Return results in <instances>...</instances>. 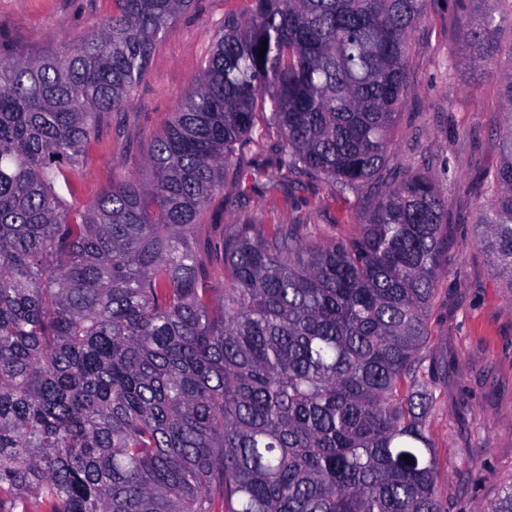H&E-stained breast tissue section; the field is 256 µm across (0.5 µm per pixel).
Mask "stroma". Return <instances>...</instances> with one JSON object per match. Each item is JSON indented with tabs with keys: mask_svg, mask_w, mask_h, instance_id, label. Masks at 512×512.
Here are the masks:
<instances>
[{
	"mask_svg": "<svg viewBox=\"0 0 512 512\" xmlns=\"http://www.w3.org/2000/svg\"><path fill=\"white\" fill-rule=\"evenodd\" d=\"M241 0H197L160 41L132 109L100 130L79 178L64 191L68 206L83 208L118 173H141L153 136L175 110L207 55L215 33ZM110 0H0V45L18 56L51 53L64 36L97 29ZM471 5L436 0L410 37L411 91L392 132L388 158L394 171L433 172L451 205L448 213L452 263L440 275L430 316V359L443 366L438 400L428 419L437 450L447 512H483L512 485V287L494 276L484 252L473 244L481 177L495 168L494 141L502 103L495 79L480 69L450 66L463 56ZM277 190L246 194L226 185L200 218L195 245L209 262L216 286L224 272L211 260L223 225L243 216L258 224H300L314 242L359 234L364 214L354 200L302 174L279 176Z\"/></svg>",
	"mask_w": 512,
	"mask_h": 512,
	"instance_id": "1",
	"label": "stroma"
}]
</instances>
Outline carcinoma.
Segmentation results:
<instances>
[{"label":"carcinoma","instance_id":"cac0c4a2","mask_svg":"<svg viewBox=\"0 0 512 512\" xmlns=\"http://www.w3.org/2000/svg\"><path fill=\"white\" fill-rule=\"evenodd\" d=\"M466 63L496 78L501 161L476 244L512 287V0H474ZM194 0H112L92 32L0 56V506L8 512H445L427 433L448 196L387 172L409 40L432 0H245L153 138L146 176L84 209L57 190ZM355 196L319 246L245 218L195 229L271 169Z\"/></svg>","mask_w":512,"mask_h":512}]
</instances>
